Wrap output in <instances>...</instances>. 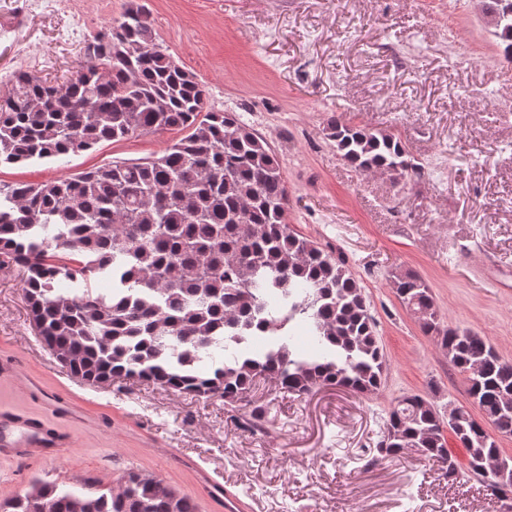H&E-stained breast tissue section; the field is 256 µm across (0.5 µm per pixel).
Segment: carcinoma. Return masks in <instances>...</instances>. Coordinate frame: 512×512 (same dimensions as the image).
I'll use <instances>...</instances> for the list:
<instances>
[{"label":"carcinoma","instance_id":"carcinoma-1","mask_svg":"<svg viewBox=\"0 0 512 512\" xmlns=\"http://www.w3.org/2000/svg\"><path fill=\"white\" fill-rule=\"evenodd\" d=\"M495 36L512 60V0H491ZM86 64L62 82L18 71L0 88V164L77 155L106 141L179 130L159 157L110 161L40 184H0V256L22 269L31 321L70 373L92 383L133 380L234 406L256 379L305 395L320 386L375 394L386 362L359 281L343 261L291 231L288 192L268 140L233 112L206 109L203 85L159 41L148 12L128 0L87 43ZM328 136L363 174L397 183L421 173L401 138L332 119ZM101 277L112 291L94 288ZM401 301L439 338L466 376L485 424L461 409L448 423L466 448L468 470L497 459L485 425L512 435V363L481 336L443 328L429 286L392 275ZM305 329L321 355L299 353L287 334ZM210 373L198 364L229 345ZM411 448L458 477L440 417L414 395L387 413L376 459ZM0 512H197L163 480L126 472L115 487L87 478L79 490L36 481Z\"/></svg>","mask_w":512,"mask_h":512}]
</instances>
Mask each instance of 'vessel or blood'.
<instances>
[{"instance_id":"vessel-or-blood-1","label":"vessel or blood","mask_w":512,"mask_h":512,"mask_svg":"<svg viewBox=\"0 0 512 512\" xmlns=\"http://www.w3.org/2000/svg\"><path fill=\"white\" fill-rule=\"evenodd\" d=\"M74 438L40 417L0 410V457L48 459L72 447Z\"/></svg>"}]
</instances>
